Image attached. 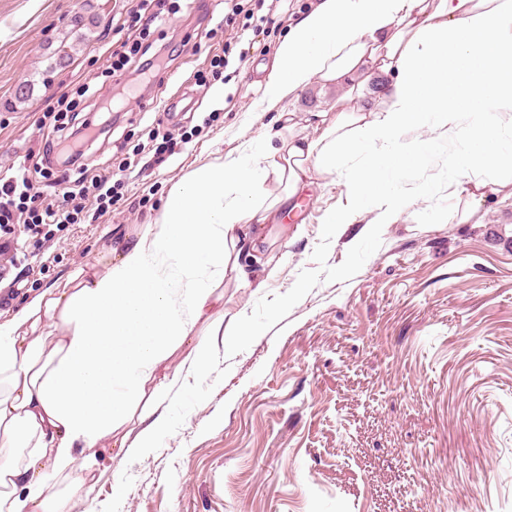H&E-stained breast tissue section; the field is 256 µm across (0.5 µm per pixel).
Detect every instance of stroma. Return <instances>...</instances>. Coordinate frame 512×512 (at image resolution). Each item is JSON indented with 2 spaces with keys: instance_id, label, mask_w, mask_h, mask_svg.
Listing matches in <instances>:
<instances>
[{
  "instance_id": "35a3bbf8",
  "label": "stroma",
  "mask_w": 512,
  "mask_h": 512,
  "mask_svg": "<svg viewBox=\"0 0 512 512\" xmlns=\"http://www.w3.org/2000/svg\"><path fill=\"white\" fill-rule=\"evenodd\" d=\"M318 0H280L264 33L238 16L245 59L230 55L227 80L199 87L194 72L224 45V0H171L154 41L184 39L164 88L139 87L107 137L87 152L90 174L117 171L147 144L167 98L190 93L194 108L169 126L178 144L160 164L125 173L110 213L69 224L42 256L18 258L19 284L0 281V317L79 267L104 268L117 229L152 222L169 187L188 170L260 140L280 112L328 108L336 90L310 85L269 105L264 89L275 50ZM126 0H0V172L38 171L50 128L38 121L57 100L96 111L122 91L109 75ZM98 23L73 43L76 18ZM65 64H58L60 49ZM32 96L17 101L18 83ZM437 144L386 186L426 185L399 221L329 228L346 202L345 169L316 182L258 269L265 288L224 283V311L255 336L217 354L204 377L183 373L163 408L153 448L115 455L96 449L91 493L70 478L71 512H512V199L488 196L459 222L448 164Z\"/></svg>"
}]
</instances>
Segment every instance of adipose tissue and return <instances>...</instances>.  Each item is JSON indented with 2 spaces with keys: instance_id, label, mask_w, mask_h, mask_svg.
<instances>
[{
  "instance_id": "obj_1",
  "label": "adipose tissue",
  "mask_w": 512,
  "mask_h": 512,
  "mask_svg": "<svg viewBox=\"0 0 512 512\" xmlns=\"http://www.w3.org/2000/svg\"><path fill=\"white\" fill-rule=\"evenodd\" d=\"M315 81L342 88L335 115L280 113L256 151L171 185L152 223L118 237L106 269L76 270L0 322V512H70L47 487L89 469L77 449L154 447L183 368L205 374L216 349L253 333L225 326V277L253 287L267 225L342 159L361 157L331 226L352 223L389 162L418 157L425 127L448 146L455 196L477 204L512 185L511 152L458 148L512 132V0H319L278 44L264 94L273 104ZM304 123L317 137L300 134ZM134 417L135 440L119 436Z\"/></svg>"
}]
</instances>
